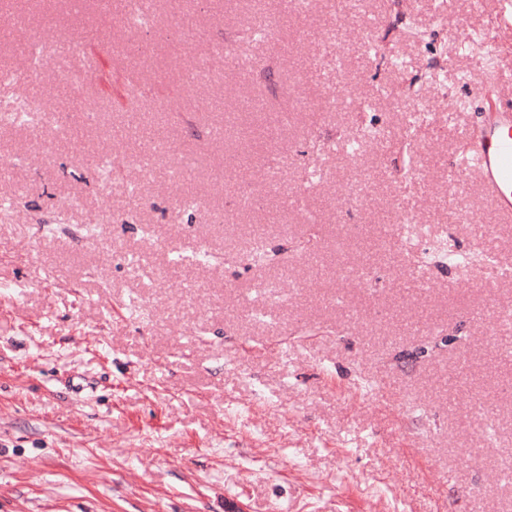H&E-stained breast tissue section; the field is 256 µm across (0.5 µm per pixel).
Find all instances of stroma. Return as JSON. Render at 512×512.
Segmentation results:
<instances>
[{"label":"stroma","instance_id":"obj_1","mask_svg":"<svg viewBox=\"0 0 512 512\" xmlns=\"http://www.w3.org/2000/svg\"><path fill=\"white\" fill-rule=\"evenodd\" d=\"M258 8L278 27L256 44ZM155 10L137 32L124 0L0 10V73H23L28 40L72 48L37 85L79 129L0 128V512H512V218L457 165L512 86V0ZM390 27L399 69L368 51ZM229 45L249 67L192 85ZM411 85L428 120L408 132ZM134 115L164 134L152 179L126 163ZM366 116L387 147L339 151ZM243 185L261 209L236 205ZM407 220L490 263L422 259ZM257 235L273 264L250 262Z\"/></svg>","mask_w":512,"mask_h":512}]
</instances>
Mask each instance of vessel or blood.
<instances>
[{
	"mask_svg": "<svg viewBox=\"0 0 512 512\" xmlns=\"http://www.w3.org/2000/svg\"><path fill=\"white\" fill-rule=\"evenodd\" d=\"M475 173L498 209L512 215V100L490 110L478 128Z\"/></svg>",
	"mask_w": 512,
	"mask_h": 512,
	"instance_id": "vessel-or-blood-1",
	"label": "vessel or blood"
}]
</instances>
